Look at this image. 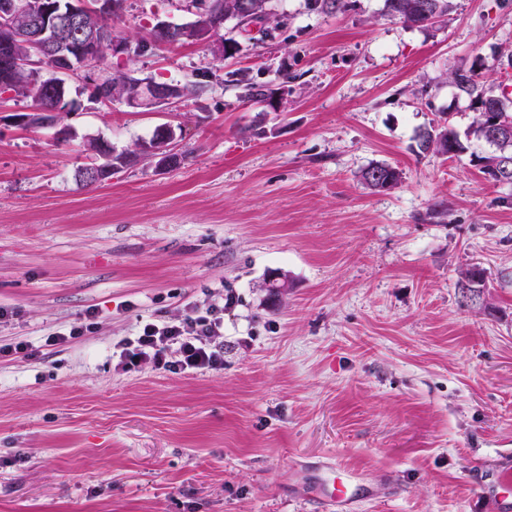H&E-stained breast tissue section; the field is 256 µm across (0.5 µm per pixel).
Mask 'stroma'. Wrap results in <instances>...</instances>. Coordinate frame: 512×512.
Listing matches in <instances>:
<instances>
[{
    "label": "stroma",
    "mask_w": 512,
    "mask_h": 512,
    "mask_svg": "<svg viewBox=\"0 0 512 512\" xmlns=\"http://www.w3.org/2000/svg\"><path fill=\"white\" fill-rule=\"evenodd\" d=\"M272 0L221 57L144 51L190 0H123L112 71L201 84L172 105L104 104L67 80L69 138L20 125L0 93V512H493L512 463V186L486 181L479 109L451 70L512 88V0H451L417 28L384 0ZM262 99L249 96V87ZM450 113L463 153H420ZM171 124L179 167L141 152ZM102 139L132 157L79 170ZM402 179L367 188L362 170ZM477 266L483 288L458 287ZM288 288L269 296V277ZM224 367L114 368L116 344L225 296ZM94 312L92 332L46 337ZM362 487L351 507L317 490ZM481 493L494 499L499 509L503 510V512L510 510L512 507V473L510 465L500 473L492 484L484 485Z\"/></svg>",
    "instance_id": "stroma-1"
}]
</instances>
